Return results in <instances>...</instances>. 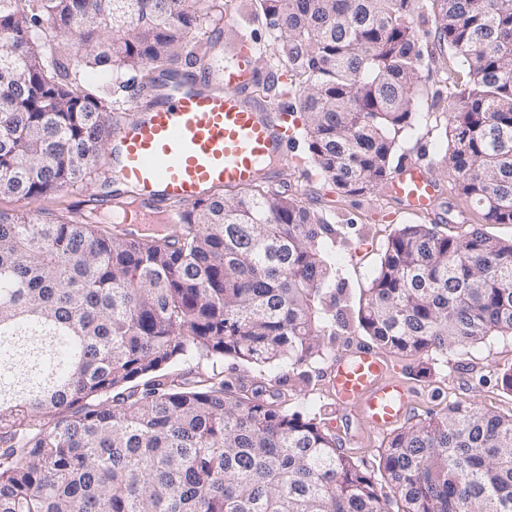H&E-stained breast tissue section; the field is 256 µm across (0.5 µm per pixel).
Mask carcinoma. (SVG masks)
Segmentation results:
<instances>
[{"instance_id":"carcinoma-1","label":"carcinoma","mask_w":512,"mask_h":512,"mask_svg":"<svg viewBox=\"0 0 512 512\" xmlns=\"http://www.w3.org/2000/svg\"><path fill=\"white\" fill-rule=\"evenodd\" d=\"M212 0H0V196L38 199L99 170L112 101L87 69L142 72L213 47ZM257 0L299 94L311 161L343 197L390 179L414 125L422 38L448 73L457 194L512 224V0ZM330 228L256 182L187 210L176 236L0 213V512H512V415L461 403L394 430L387 489L285 395L224 382L217 362L325 355L348 325ZM357 324L406 357L512 336V239L405 224ZM212 371H168L194 357Z\"/></svg>"}]
</instances>
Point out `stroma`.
<instances>
[{
  "label": "stroma",
  "mask_w": 512,
  "mask_h": 512,
  "mask_svg": "<svg viewBox=\"0 0 512 512\" xmlns=\"http://www.w3.org/2000/svg\"><path fill=\"white\" fill-rule=\"evenodd\" d=\"M251 0H235L221 23L204 20L203 32L218 40L222 51H230L240 40L255 42L254 58L257 69L279 78L275 32L269 22L254 17ZM425 67L422 71V97L417 106V119L400 138L394 159H416L429 167L432 177L441 186V196L434 212L411 214L401 210L388 196L384 186H376L362 196L343 198L335 186L320 178L310 162L304 138L296 140V159L288 172L271 183L272 189L294 198L317 212L331 228L326 238L336 266V280L341 289L335 296H324L329 311L354 313L360 292L368 287L390 235L403 224H447L455 220L464 225L485 228L489 234L512 238V224H484L474 207L453 190L454 175L442 161L448 151L444 129L448 118V90L445 80L456 61L440 47L434 37L422 41ZM112 183L91 176L82 184L36 200L0 197V211H23L47 218L97 214L105 223L116 220L111 206L102 202L111 194ZM357 325L338 330L325 337L324 358L310 362L305 370L306 382H299L295 373L281 365H255L228 357L221 363L224 379L232 387H266L293 395L294 409L317 418L322 426L335 435L339 448L358 459L369 472H376L381 448L387 434L360 429L354 417L342 411L336 397L328 389L323 370L337 354L353 345L365 342ZM392 368L411 385L417 395L416 405L407 419L408 424L420 423L435 414L446 412L449 405L465 402L501 415L512 414V393L503 390L500 378L512 369V336H491L471 347L467 353L454 351L429 352L418 358L388 354Z\"/></svg>",
  "instance_id": "35a3bbf8"
}]
</instances>
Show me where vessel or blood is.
<instances>
[{
    "label": "vessel or blood",
    "mask_w": 512,
    "mask_h": 512,
    "mask_svg": "<svg viewBox=\"0 0 512 512\" xmlns=\"http://www.w3.org/2000/svg\"><path fill=\"white\" fill-rule=\"evenodd\" d=\"M253 47L239 41L224 61H201V76L157 75L154 84L132 77L137 104L112 118V151L100 161L139 212L183 224L185 209L209 200L220 188L241 189L284 173L295 159L285 112H270L252 88L264 76L252 66ZM150 96L153 104L140 100ZM390 196L408 212L433 208L441 189L426 164L406 160L387 184ZM336 403L355 414L370 432L402 423L416 394L373 349L360 345L328 366Z\"/></svg>",
    "instance_id": "vessel-or-blood-1"
}]
</instances>
